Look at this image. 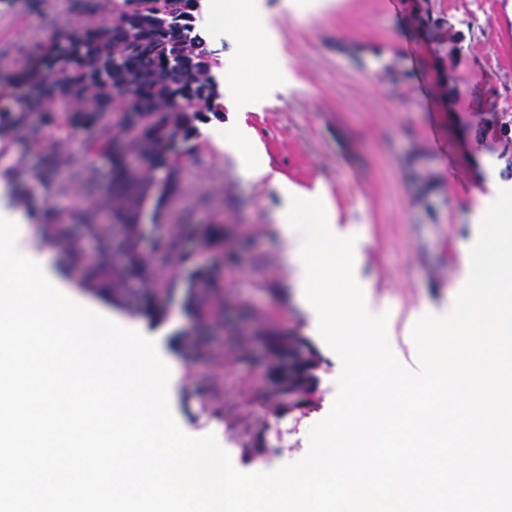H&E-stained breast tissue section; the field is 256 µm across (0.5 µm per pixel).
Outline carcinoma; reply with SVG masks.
I'll return each instance as SVG.
<instances>
[{
  "label": "carcinoma",
  "mask_w": 512,
  "mask_h": 512,
  "mask_svg": "<svg viewBox=\"0 0 512 512\" xmlns=\"http://www.w3.org/2000/svg\"><path fill=\"white\" fill-rule=\"evenodd\" d=\"M198 0H112V13L120 18L129 8L139 15L137 25L121 22L92 23L72 35L51 42L19 78L36 87L35 94L6 117H0V144L25 132L33 149L41 147L38 131L49 121L69 127L83 124L98 130L91 148L104 153L112 165V188L85 209L78 236H64L63 225L42 227V239L60 247L61 264L90 271L85 288L95 292L110 287L112 303L123 305L139 298L130 285L147 283L149 301L132 313L154 318V299L176 286V280L149 272L137 242L139 214L150 204L160 207L175 188L182 160L180 145L190 140L199 105L220 112L221 95L214 72L222 63L196 30L193 12ZM43 173L52 177L68 164V156L55 150L43 154ZM181 224H169L160 247L181 265ZM95 243L88 261L83 241ZM198 319L216 316L222 308L218 294L187 301ZM293 340L304 349L293 386L313 380V351L307 340L271 336L278 348Z\"/></svg>",
  "instance_id": "obj_1"
}]
</instances>
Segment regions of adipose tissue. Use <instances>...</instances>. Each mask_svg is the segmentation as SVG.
<instances>
[{
	"label": "adipose tissue",
	"mask_w": 512,
	"mask_h": 512,
	"mask_svg": "<svg viewBox=\"0 0 512 512\" xmlns=\"http://www.w3.org/2000/svg\"><path fill=\"white\" fill-rule=\"evenodd\" d=\"M255 4L256 0H211L213 9L224 15L225 32L238 41L237 52L224 65V90L227 98L241 103L249 102L255 93L280 77L276 68L265 67L262 57L254 53L258 38L242 24ZM216 145L234 159L241 179L268 183L281 194L277 228L291 261L297 299L309 316V335L339 338L347 349L353 372L375 365L381 344L372 322L354 299L339 292L342 280L352 273L351 265L336 261L337 256L352 248L345 232L326 212L321 213L318 223H302L299 214L309 208L311 196L290 195L279 174L261 159L255 144L239 126L225 123L224 134Z\"/></svg>",
	"instance_id": "1"
}]
</instances>
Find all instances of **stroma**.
I'll list each match as a JSON object with an SVG mask.
<instances>
[{
  "instance_id": "obj_1",
  "label": "stroma",
  "mask_w": 512,
  "mask_h": 512,
  "mask_svg": "<svg viewBox=\"0 0 512 512\" xmlns=\"http://www.w3.org/2000/svg\"><path fill=\"white\" fill-rule=\"evenodd\" d=\"M85 0H0V71H21L48 37L88 21ZM271 54L290 87L258 96L237 113L262 158L288 188L324 187L326 206L356 245L358 278L371 313H388L389 344L409 369L418 366L412 316L446 315L470 271V213L488 173L503 174L512 142L497 122L512 115V0H261ZM209 137L194 135L178 170L179 193L162 217L146 214L141 250L177 286L159 300L163 338L183 380L170 400L184 432L214 434L242 472H269L301 459L307 433L329 412L341 370L323 340L310 337L317 378L310 404L275 416L266 403L267 355L257 338L274 330L306 334L291 267L275 225L277 189L238 178L217 149L227 112H204ZM46 148L67 153L68 190L43 178L42 155L16 134L0 150V211L25 205L54 214L68 233L81 230L92 202L83 188L94 171L97 191L112 178L109 161L88 154L95 130H43ZM489 159L482 168L480 159ZM189 230L173 265L156 242L168 224ZM209 270L196 279L197 267ZM224 292L220 315L193 322L188 292ZM205 342L196 361L186 342Z\"/></svg>"
}]
</instances>
